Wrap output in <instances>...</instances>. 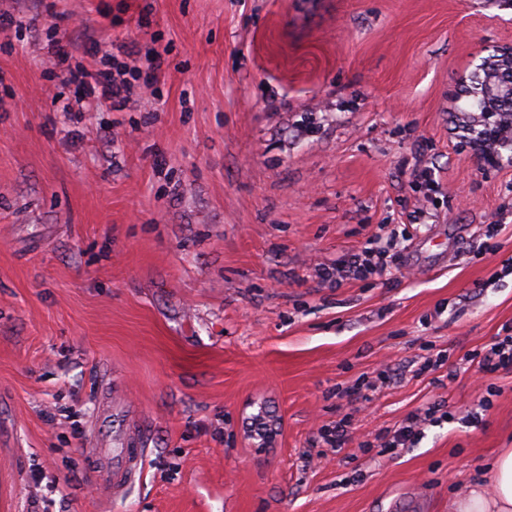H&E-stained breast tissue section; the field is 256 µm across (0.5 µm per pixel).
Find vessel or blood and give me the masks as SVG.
Instances as JSON below:
<instances>
[{"label": "vessel or blood", "instance_id": "b4317fda", "mask_svg": "<svg viewBox=\"0 0 512 512\" xmlns=\"http://www.w3.org/2000/svg\"><path fill=\"white\" fill-rule=\"evenodd\" d=\"M146 456V449L134 437L120 439L109 448L89 451L95 476L116 494L124 492L131 480L142 473Z\"/></svg>", "mask_w": 512, "mask_h": 512}]
</instances>
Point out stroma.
Returning a JSON list of instances; mask_svg holds the SVG:
<instances>
[{"instance_id":"stroma-1","label":"stroma","mask_w":512,"mask_h":512,"mask_svg":"<svg viewBox=\"0 0 512 512\" xmlns=\"http://www.w3.org/2000/svg\"><path fill=\"white\" fill-rule=\"evenodd\" d=\"M116 39L163 52L121 112L66 80ZM508 45L507 0H0V512H452L488 486L512 372L464 359L512 327V166H482L462 89ZM382 224L387 271L319 278ZM108 405L148 450L119 497L86 457ZM419 418L417 415L408 417L394 435L385 441L384 448H405L407 443H412L418 436Z\"/></svg>"}]
</instances>
